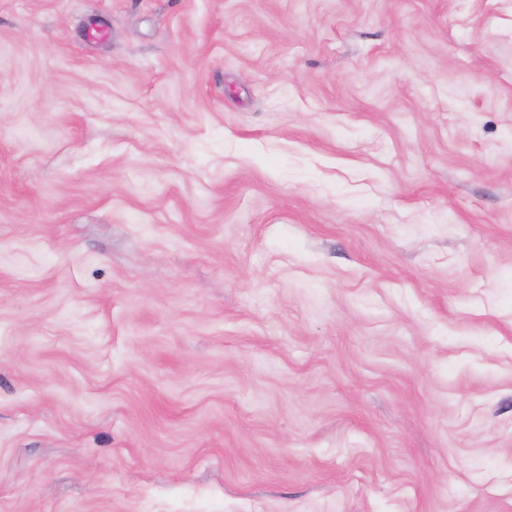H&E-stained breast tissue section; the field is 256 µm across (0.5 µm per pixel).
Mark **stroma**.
Returning <instances> with one entry per match:
<instances>
[{"instance_id": "obj_1", "label": "stroma", "mask_w": 512, "mask_h": 512, "mask_svg": "<svg viewBox=\"0 0 512 512\" xmlns=\"http://www.w3.org/2000/svg\"><path fill=\"white\" fill-rule=\"evenodd\" d=\"M0 512H512V0H0Z\"/></svg>"}]
</instances>
